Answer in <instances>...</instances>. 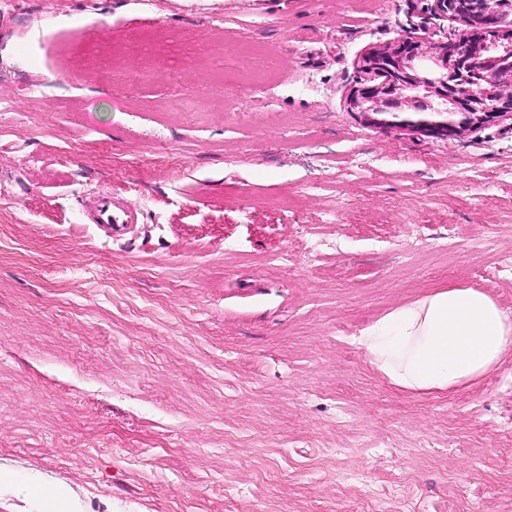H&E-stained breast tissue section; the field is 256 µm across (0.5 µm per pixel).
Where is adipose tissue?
<instances>
[{"label":"adipose tissue","mask_w":512,"mask_h":512,"mask_svg":"<svg viewBox=\"0 0 512 512\" xmlns=\"http://www.w3.org/2000/svg\"><path fill=\"white\" fill-rule=\"evenodd\" d=\"M371 369L405 392H468L512 357V313L484 290L433 286L355 338Z\"/></svg>","instance_id":"ef3b65f1"}]
</instances>
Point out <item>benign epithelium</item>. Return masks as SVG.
<instances>
[{"label": "benign epithelium", "instance_id": "obj_1", "mask_svg": "<svg viewBox=\"0 0 512 512\" xmlns=\"http://www.w3.org/2000/svg\"><path fill=\"white\" fill-rule=\"evenodd\" d=\"M468 19L471 31L459 39L433 43L410 31L393 45L369 51L349 96L351 108L367 114V104L418 108L432 97L463 115L462 124H482L512 111V59L478 58L469 39L512 49V31L500 27L499 0H475Z\"/></svg>", "mask_w": 512, "mask_h": 512}]
</instances>
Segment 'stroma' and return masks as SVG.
Masks as SVG:
<instances>
[{
	"label": "stroma",
	"instance_id": "35a3bbf8",
	"mask_svg": "<svg viewBox=\"0 0 512 512\" xmlns=\"http://www.w3.org/2000/svg\"><path fill=\"white\" fill-rule=\"evenodd\" d=\"M414 29L466 26L426 0L0 7V512H512V360L406 393L353 342L432 284L512 311V115L440 138L349 105ZM147 32L163 55L112 63ZM105 191L140 213L118 240L86 218Z\"/></svg>",
	"mask_w": 512,
	"mask_h": 512
}]
</instances>
